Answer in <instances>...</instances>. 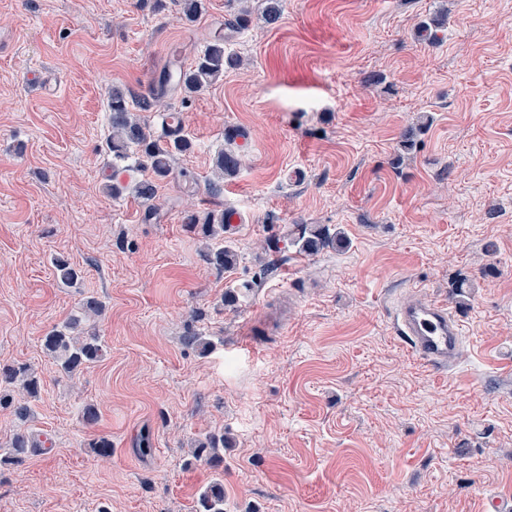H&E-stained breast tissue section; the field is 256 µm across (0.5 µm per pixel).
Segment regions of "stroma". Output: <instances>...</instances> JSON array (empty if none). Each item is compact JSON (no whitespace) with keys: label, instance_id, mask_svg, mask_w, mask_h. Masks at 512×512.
Instances as JSON below:
<instances>
[{"label":"stroma","instance_id":"35a3bbf8","mask_svg":"<svg viewBox=\"0 0 512 512\" xmlns=\"http://www.w3.org/2000/svg\"><path fill=\"white\" fill-rule=\"evenodd\" d=\"M237 8L202 0L189 25L178 0H0V364L38 373L27 427L53 441L0 465V512H199L217 480L224 512L512 500V0H282L275 28L245 31L227 26ZM440 10L447 28L418 40ZM218 30L244 64L190 101L167 92L193 148L147 215L129 190L146 171L106 145L108 92L150 95ZM28 70L50 92H29ZM423 114L431 127L399 156ZM232 126L242 166L214 195ZM211 210L246 218L224 237L229 270L185 223ZM298 224L347 243L301 253ZM460 276L474 282L462 309ZM90 296L104 353L70 379L43 339ZM417 298L463 328L450 369L394 333L393 308ZM211 435L218 468L192 457ZM101 437L106 460L89 448ZM204 261L219 269L233 268L238 259V254L231 245H221L216 248L207 247L203 253Z\"/></svg>","mask_w":512,"mask_h":512}]
</instances>
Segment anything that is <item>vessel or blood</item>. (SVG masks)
Listing matches in <instances>:
<instances>
[{
    "label": "vessel or blood",
    "mask_w": 512,
    "mask_h": 512,
    "mask_svg": "<svg viewBox=\"0 0 512 512\" xmlns=\"http://www.w3.org/2000/svg\"><path fill=\"white\" fill-rule=\"evenodd\" d=\"M397 333L427 365L445 369L457 358L462 328L445 303L416 300L392 314Z\"/></svg>",
    "instance_id": "vessel-or-blood-1"
}]
</instances>
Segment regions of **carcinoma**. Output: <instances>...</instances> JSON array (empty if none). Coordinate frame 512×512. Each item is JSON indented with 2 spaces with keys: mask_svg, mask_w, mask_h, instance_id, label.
<instances>
[{
  "mask_svg": "<svg viewBox=\"0 0 512 512\" xmlns=\"http://www.w3.org/2000/svg\"><path fill=\"white\" fill-rule=\"evenodd\" d=\"M282 17V0H264L261 18L264 24L275 27ZM241 63L239 55L227 50L224 34L216 32L210 37L204 50L189 67L174 64V68L163 74L161 90L152 94V99H137L124 90L114 87L109 99L112 137L108 148L112 158L124 161L131 157L139 160V165L150 170L151 175L135 183L132 192L145 204L156 199L159 182L170 174V162L174 155L192 149V140L183 132L173 135L168 129L156 134L149 126L133 113L132 107L148 110L158 103L170 90H178L184 97L196 94L200 89L213 84L224 77V71ZM430 122L410 126L400 136V145L406 151L417 146L418 137L429 127ZM241 167L239 152L226 148L216 155L213 164L214 182L210 189H221L224 179L233 177ZM187 223L198 228L208 238H216L224 232V213L209 211L204 217L190 214ZM338 235L321 224H298L293 242L300 251L308 254L323 248H333ZM204 261L219 269H230L237 263L238 254L226 244L216 248H207L203 253ZM104 312L103 304L93 297L87 298L81 308V315L75 316L60 326L54 327L44 337V350L59 370L68 377H73L83 367L96 362L102 352L100 338L96 335L81 336L78 333L81 321L86 318L99 317ZM0 381L11 389L0 394V403L13 408L16 417L27 422L33 415L31 402L36 399L40 389V378L29 366H3L0 368ZM220 444L222 440L211 436L202 447L197 449V456L214 464L221 463ZM37 449L32 434L28 429L17 430L9 445L8 455L0 458V464L14 467L25 465L28 458ZM201 512H224V486L217 481L208 486L200 495Z\"/></svg>",
  "mask_w": 512,
  "mask_h": 512,
  "instance_id": "obj_1",
  "label": "carcinoma"
}]
</instances>
